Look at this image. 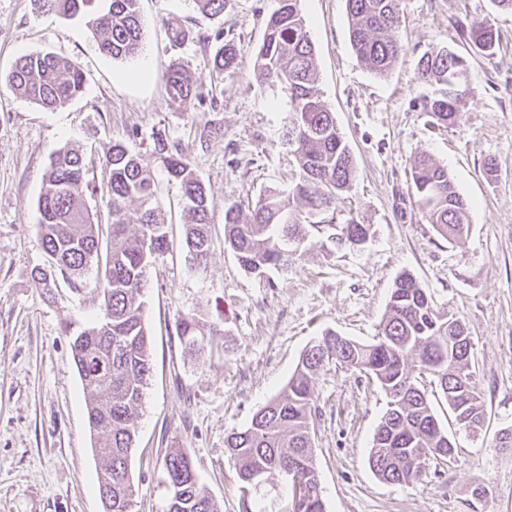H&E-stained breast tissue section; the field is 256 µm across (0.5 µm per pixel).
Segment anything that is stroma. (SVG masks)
Segmentation results:
<instances>
[{
  "label": "stroma",
  "mask_w": 512,
  "mask_h": 512,
  "mask_svg": "<svg viewBox=\"0 0 512 512\" xmlns=\"http://www.w3.org/2000/svg\"><path fill=\"white\" fill-rule=\"evenodd\" d=\"M278 7L279 0H228L210 20L193 0H140L142 49L115 60L99 51L84 19L40 12L33 0H0V512H103L102 462L70 348L71 333L99 312L96 276L86 274L78 292L60 283L53 299L32 276L48 265L38 199L50 155L62 147L84 153L86 202L106 247L107 153L120 143L150 159L161 138L184 148L216 206L212 256L197 270L183 246L181 187L158 173L169 247L149 270L144 298L153 370L131 457L135 512H165L158 458L168 448L189 455L222 512H288L287 479L276 474L243 488L225 438L281 392L325 332L372 341L405 272L437 313L465 323L486 423L476 434L461 429L439 386L424 379L455 451L447 462L429 461L424 482H385L368 464L385 392L358 371L326 366L314 381L312 432L325 512H512V448L496 445L499 431L512 428V12L493 0H401L395 36L405 53L378 76L351 46L345 0H300L321 98L357 167L335 221L356 218L370 238L339 248L315 234L291 268L258 276L224 245V206H248L269 186L288 190L298 174L284 141L288 92L253 68ZM465 18L498 31L493 56L462 37L456 23ZM171 22L193 28L196 39L173 46ZM219 32L239 49L236 69L221 78L213 68ZM440 46L466 59L467 82L455 123L433 129L420 106L431 89L416 73L420 57ZM42 51L82 68L84 90L65 107L43 109L6 82L20 57ZM175 63L214 102L172 104L162 76ZM424 151L447 167L469 205L471 227L459 242L438 236L419 212L411 163ZM187 315L202 319L216 353L179 340L176 324ZM477 487L486 496H475Z\"/></svg>",
  "instance_id": "35a3bbf8"
}]
</instances>
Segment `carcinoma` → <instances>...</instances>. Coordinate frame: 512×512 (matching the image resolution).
<instances>
[{
  "mask_svg": "<svg viewBox=\"0 0 512 512\" xmlns=\"http://www.w3.org/2000/svg\"><path fill=\"white\" fill-rule=\"evenodd\" d=\"M34 2L45 13L87 16L99 49L115 60L133 57L142 48L139 0ZM226 2L195 0L199 12L210 19L223 15ZM298 2L280 0L254 58L259 79H274L288 90L292 115L285 138L297 161L298 180L286 193L266 190L246 215L235 203L224 206V246L236 254L245 271L258 275L292 267L302 257V246L312 229L329 230V238L350 248L369 236V225L354 218L343 224L328 219L335 212L336 200L352 188L357 171L334 112L317 89L314 46ZM346 7L357 57L374 74L387 73L404 52L394 37L400 24L399 0H346ZM460 28L477 50L494 55L499 35L491 25L472 20ZM238 58L233 41L219 47L214 57L218 76L234 70ZM461 70H467L465 59L445 46L419 59L418 79L433 87L422 101L430 126L454 123L462 100L454 81ZM163 80L172 104L188 108L201 99L185 68H170ZM8 83L21 96L53 110L82 91L83 72L69 58L38 52L18 60ZM155 164L182 188L190 218L185 247L194 268H204L211 256L210 213L216 202L178 144L159 142L152 160L122 144L112 145L105 163L110 248L103 264L98 225L84 200L86 164L79 151L62 147L51 154L38 200L39 235L49 267L59 270L74 289L85 274L97 268L101 313L71 337L70 347L83 385L88 421L97 434L95 452L104 462L98 478L99 495L105 496L103 512H133L138 492L129 461L153 368L142 298L150 288V265L168 249L165 221L154 205L158 193ZM411 176L423 219L442 238L462 239L469 231V206L455 189L448 169L422 153L412 164ZM301 214L307 223H301ZM200 324V318L185 316L177 322L178 335L196 346ZM466 333L459 318L434 311L431 296L411 275L400 274L373 341L338 343L332 333H326L303 354L284 389L253 414L245 429L227 435L226 448L236 460L241 482L248 485L257 474H285L292 465L304 474L316 471L313 382L330 363L359 371L389 398L368 458L375 474L389 483L425 481L426 461H446L454 446L426 391L418 386L417 376L435 378L461 427L476 432L484 422V407L471 371L472 343L462 339ZM162 468L168 488L166 512H221L185 452L170 450ZM291 512H325L321 491L306 495L304 502L291 494Z\"/></svg>",
  "mask_w": 512,
  "mask_h": 512,
  "instance_id": "1",
  "label": "carcinoma"
}]
</instances>
